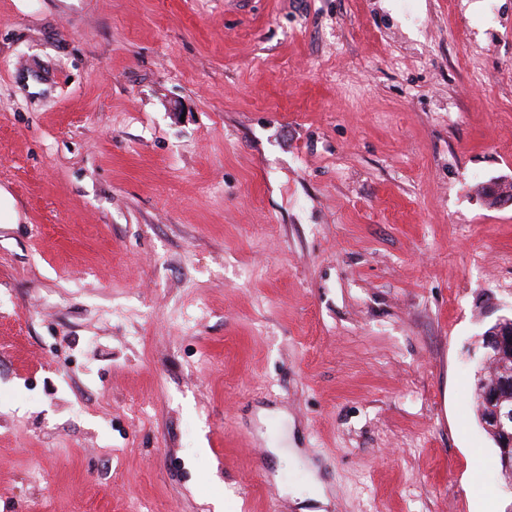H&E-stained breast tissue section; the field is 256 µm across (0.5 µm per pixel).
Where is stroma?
Instances as JSON below:
<instances>
[{"mask_svg":"<svg viewBox=\"0 0 512 512\" xmlns=\"http://www.w3.org/2000/svg\"><path fill=\"white\" fill-rule=\"evenodd\" d=\"M512 0H0V512H505ZM498 326L494 329L484 332L478 341L482 351L483 366L479 373L482 381L488 379H498L502 374L501 386L507 389L510 385L509 375L511 372H501L495 375L496 368L499 366L498 359L504 351L512 353V321L511 318L502 317L497 321ZM488 410L483 414L482 426L498 438L499 466L503 471L512 470V397L492 389L486 395ZM502 451L500 453V450Z\"/></svg>","mask_w":512,"mask_h":512,"instance_id":"obj_1","label":"stroma"}]
</instances>
